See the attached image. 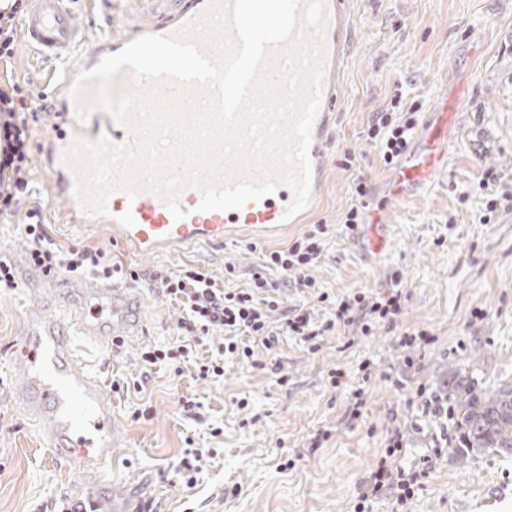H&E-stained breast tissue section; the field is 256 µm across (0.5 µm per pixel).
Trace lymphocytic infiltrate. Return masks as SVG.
<instances>
[{"label":"lymphocytic infiltrate","instance_id":"f902f5d3","mask_svg":"<svg viewBox=\"0 0 512 512\" xmlns=\"http://www.w3.org/2000/svg\"><path fill=\"white\" fill-rule=\"evenodd\" d=\"M30 105L12 90L0 88V175L8 177L9 189L0 192V214L13 215L19 196L26 192V167L30 159L28 116ZM416 107L405 108L393 102L389 109L375 113L368 124L367 136L378 143L384 165L396 164L404 154L415 127ZM17 232L26 243L32 262L44 273L59 275H94L105 279L136 281L138 270L113 261L102 251L62 249L52 242L36 211H29L27 223L19 224ZM324 225L314 224L287 248L262 251L261 264L248 287L230 289L200 266L174 272H153L151 281L158 283L161 294L175 302L182 316L179 328L184 336L179 344L154 345L141 353L145 367L158 363L174 366L176 372L191 368L202 379H217L224 375V360L232 358L239 364L255 366V348L272 349L279 335L298 338L309 351H318L321 338L336 326L351 330L353 335H371L374 328L397 323L404 311V296L400 288L392 287L370 294L364 291L332 302L333 309L325 322L315 321L307 310L298 308L281 312L277 287L266 276L267 271L284 273L295 287L313 292L318 302H331L325 292H317L310 269L321 258L325 240ZM280 312L279 329H272L271 315ZM210 346L208 358L199 357L197 350ZM405 453V433L395 431L389 440L370 479L358 495L354 512H366L370 502L379 497L391 498L396 512H401L418 491L421 477L429 468L428 458L405 467L399 460Z\"/></svg>","mask_w":512,"mask_h":512}]
</instances>
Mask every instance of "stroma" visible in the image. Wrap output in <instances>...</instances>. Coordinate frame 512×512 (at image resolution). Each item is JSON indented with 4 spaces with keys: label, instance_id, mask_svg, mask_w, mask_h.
<instances>
[{
    "label": "stroma",
    "instance_id": "35a3bbf8",
    "mask_svg": "<svg viewBox=\"0 0 512 512\" xmlns=\"http://www.w3.org/2000/svg\"><path fill=\"white\" fill-rule=\"evenodd\" d=\"M134 0H78L74 9L86 38L101 33L110 16ZM354 27L334 141L324 187L301 222L274 229L228 232L220 245H194L141 255L112 241L104 226L86 231L58 221L59 207L38 159L28 178L33 194L9 223L0 222V254L22 247L16 226L40 210L50 239L62 248L104 249L121 264L149 272L203 266L223 277L225 262L240 271L233 287H247L260 264L248 241L280 249L312 224L328 227L326 249L310 274L317 287L340 299L390 287L400 275L405 297L399 325L372 335L338 328L317 352L280 337L275 349H257L258 367L225 362L224 377H174L154 365L145 393L113 396L129 436L128 447L98 472L73 471L41 444L33 423L13 403L19 377L13 358L22 346L26 315L54 289L17 287L0 292V512H53L61 496L95 498L103 512L140 503L143 512H349L396 428H408L401 460L430 459L407 512H512V456L459 453L453 420L428 414L419 389L446 395L459 375L491 390L512 377V208L494 223L478 218L487 169L512 182V0H351ZM60 64L17 39L15 54L0 63V81L17 84L27 100L51 97ZM462 102L448 165L406 200L390 199L391 168L366 137L374 113L418 104L424 124L439 95ZM352 164H345V156ZM369 181L370 207L383 208L390 248L373 260L360 250L342 218L353 203L352 182ZM139 325L118 348L76 340L78 355L104 383L138 377L141 350L179 334L180 311L150 282H133ZM482 318H474V310ZM405 329L429 332L424 348L402 346ZM369 363L368 381L358 368ZM345 372L332 387L330 370ZM364 388L360 417L353 393ZM199 409L184 412L180 399ZM246 400L238 409V400ZM148 409L137 419L135 409ZM216 449L195 487L177 468L187 445Z\"/></svg>",
    "mask_w": 512,
    "mask_h": 512
}]
</instances>
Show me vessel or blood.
I'll return each mask as SVG.
<instances>
[{
	"label": "vessel or blood",
	"instance_id": "vessel-or-blood-1",
	"mask_svg": "<svg viewBox=\"0 0 512 512\" xmlns=\"http://www.w3.org/2000/svg\"><path fill=\"white\" fill-rule=\"evenodd\" d=\"M148 23L128 15L113 21L111 34L83 46L80 29L67 0H33L23 21V35L33 49L65 61L73 53L81 58L76 68L65 70L54 89V121L39 154L42 168L52 180L54 196L65 208L70 224L105 222L121 241L143 253L162 246L196 242L220 243L225 231L237 224L282 223L294 199L293 190L280 185L261 200L232 211H203L201 191L187 186L177 201L184 212L174 219L163 196L142 189L136 197L121 190L107 198L105 218L89 214L76 199L74 189L85 178L82 159L68 160L69 152L108 142L111 147H131L135 137L130 124L120 120L98 101L94 85L79 86L82 73L92 69L108 55L119 53L129 42L144 35L177 34L186 24L207 19L221 0H161ZM349 0H326V21L319 43L325 54L321 105L312 130V193H319L324 179L328 149L333 141L341 97L342 75L347 64V49L353 29ZM461 103L455 95L443 98L420 131L416 143L406 149L390 179L389 194L395 200L409 198L415 187H425L447 161L443 150L458 126ZM381 213H373L366 229L358 233L360 246L381 256L386 246ZM20 271V281L28 288L53 285L57 302H64L72 286L70 280H48L41 270L23 262L22 251L11 257ZM84 295L95 300L93 312L81 316L82 335L108 345L122 343L132 321V300L126 287L117 283H91L83 286ZM25 346L14 361L24 382L14 391V400L35 422L47 448L63 457L72 468L85 472L98 469L111 460L116 449L126 447L127 433L113 412L112 393L93 375L73 347L72 334L64 323L49 319L41 309L27 315Z\"/></svg>",
	"mask_w": 512,
	"mask_h": 512
}]
</instances>
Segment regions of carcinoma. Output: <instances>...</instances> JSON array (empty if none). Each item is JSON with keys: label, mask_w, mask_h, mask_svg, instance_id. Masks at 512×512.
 Instances as JSON below:
<instances>
[{"label": "carcinoma", "mask_w": 512, "mask_h": 512, "mask_svg": "<svg viewBox=\"0 0 512 512\" xmlns=\"http://www.w3.org/2000/svg\"><path fill=\"white\" fill-rule=\"evenodd\" d=\"M461 447L469 452L512 454V381L492 391L464 383L448 393Z\"/></svg>", "instance_id": "obj_1"}]
</instances>
